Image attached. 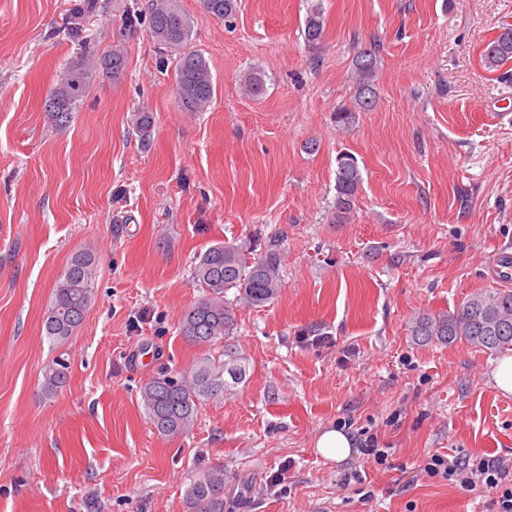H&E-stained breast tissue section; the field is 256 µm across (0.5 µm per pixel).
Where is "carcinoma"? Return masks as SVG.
Segmentation results:
<instances>
[{"label": "carcinoma", "instance_id": "carcinoma-1", "mask_svg": "<svg viewBox=\"0 0 512 512\" xmlns=\"http://www.w3.org/2000/svg\"><path fill=\"white\" fill-rule=\"evenodd\" d=\"M207 16L231 22L235 0H203ZM126 26H145L160 46L177 52L175 84L178 101L185 112H203L211 104L215 88L205 58L187 48L193 21L178 7L176 0H151L146 9L137 4L123 10ZM325 19L320 4L311 6L304 20V37L313 45L321 40ZM127 52L123 42L95 59L80 58L69 64L48 91L44 111L54 126H69L79 111L93 76L102 72L114 79L126 68ZM484 67L496 70L512 60V24L500 27L497 35L483 47ZM379 58L372 48L361 49L353 64V107L336 112V123L351 126L355 113L374 110L379 102L375 77ZM246 94L259 97L264 81L257 72L244 79ZM132 125L141 139L150 138L153 117L141 109L132 116ZM363 175L357 159L348 153L336 158L333 219L346 224L356 209ZM97 264L90 252L73 255L58 278L52 300L44 313L42 331L53 342L68 339L82 325L94 293ZM193 280L203 296L184 314L181 335L195 345L224 341L222 357H202L190 368L176 374L162 372L142 388L141 400L148 423L158 435L172 438L190 431L198 420L201 406L212 400L222 401L237 394L246 377V359L230 342L235 314L225 300L227 290L238 291L237 301L251 308L272 303L282 288L281 257L276 245L265 252L248 256L242 247L219 243L210 247L194 265ZM411 335L425 344L448 345L464 340L482 351L496 352L512 347V291L490 288L471 294L452 311L420 314ZM70 365L55 358L43 368L42 392L53 396L66 386ZM190 512H224V468L213 467L196 477L186 492Z\"/></svg>", "mask_w": 512, "mask_h": 512}]
</instances>
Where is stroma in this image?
<instances>
[{
	"label": "stroma",
	"instance_id": "35a3bbf8",
	"mask_svg": "<svg viewBox=\"0 0 512 512\" xmlns=\"http://www.w3.org/2000/svg\"><path fill=\"white\" fill-rule=\"evenodd\" d=\"M125 2L0 0V512H188L191 479L216 466L225 512H491L490 495L415 473L437 451L512 457L499 357L417 344L411 325L492 287L512 243V62L490 72L480 60L512 24V0H236L229 25L178 0L215 84L204 112L181 110L174 53L125 30ZM315 3L325 32L311 49L301 29ZM116 40L123 76L94 77L57 129L43 104L59 73ZM373 41L378 106L339 129L355 56ZM255 70L257 98L242 89ZM142 108L146 141L131 123ZM343 152L363 184L339 224ZM224 241L278 243L284 285L258 309L227 291L246 380L166 439L140 390L222 353L179 324L202 294L195 263ZM84 251L94 298L56 345L42 318ZM59 356L69 381L43 398L42 369ZM330 427L377 435L388 468L357 449L323 459L315 440Z\"/></svg>",
	"mask_w": 512,
	"mask_h": 512
}]
</instances>
